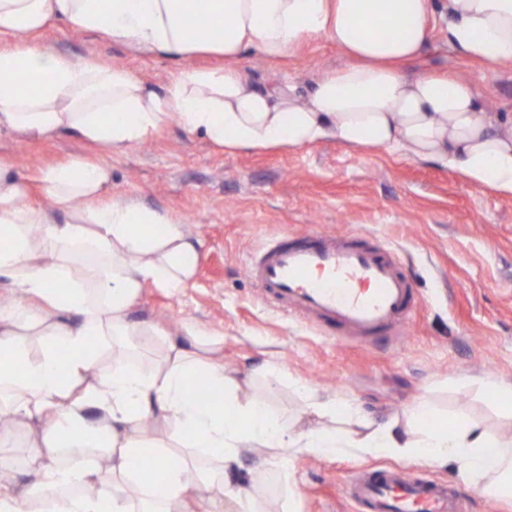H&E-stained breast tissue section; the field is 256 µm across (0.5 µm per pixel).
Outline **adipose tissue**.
<instances>
[{
    "label": "adipose tissue",
    "instance_id": "adipose-tissue-1",
    "mask_svg": "<svg viewBox=\"0 0 512 512\" xmlns=\"http://www.w3.org/2000/svg\"><path fill=\"white\" fill-rule=\"evenodd\" d=\"M186 0H0V133L68 135L120 155L171 120L235 154L309 147L402 153L512 198V120L485 112L471 82L443 69L410 77L430 37L434 0H201L208 34L190 30ZM449 44L493 70L512 62V0H447ZM91 32L175 61L222 57L220 70L182 72L160 92L128 69L75 61L34 36L49 22ZM310 40L347 57L302 96L289 83L256 85L235 63L247 50L272 62ZM48 212L0 163V429L28 431L25 488L0 484V512H196L199 500L231 498L263 512L242 487L244 450L278 462L300 451L453 463L461 478L512 494V444L460 417L433 422L426 401L407 421L376 426L356 405L301 386L309 406L346 425L291 433L286 421L240 394L211 340L189 326L184 340L133 321L146 284L172 292L197 275L199 243L168 212L108 202V164L73 158L36 171ZM161 346L152 366L143 353ZM203 381L213 400L189 389ZM161 422L167 438L143 429Z\"/></svg>",
    "mask_w": 512,
    "mask_h": 512
}]
</instances>
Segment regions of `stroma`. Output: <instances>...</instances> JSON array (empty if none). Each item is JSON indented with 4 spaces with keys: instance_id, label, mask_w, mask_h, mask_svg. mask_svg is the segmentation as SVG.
I'll return each mask as SVG.
<instances>
[{
    "instance_id": "obj_1",
    "label": "stroma",
    "mask_w": 512,
    "mask_h": 512,
    "mask_svg": "<svg viewBox=\"0 0 512 512\" xmlns=\"http://www.w3.org/2000/svg\"><path fill=\"white\" fill-rule=\"evenodd\" d=\"M431 25L430 42L413 72L448 66L474 84L485 111L512 116V64L481 70L455 53L441 18ZM38 39L75 60L94 57L124 66L160 90L182 71L222 64L205 56L177 64L61 22L49 24ZM342 62L331 43L318 40L303 45L284 64H273L251 49L236 66L254 83L289 81L306 95ZM92 153L70 136L0 138V158L22 176ZM105 161L112 169L113 201L134 199L169 211L200 243L193 283L176 294L152 285L143 288L133 319L173 335L188 322L211 333V357L237 375L243 395L269 401L292 430L333 424L308 408L296 389L302 383L358 404L378 423L405 418L411 404L424 397L437 417L463 415L498 439H512V417L486 386L490 379L512 385V199L432 164L350 149L333 140L301 149L227 154L175 120ZM316 228L363 232L398 251L420 298L398 345L333 339L308 320L260 301L245 268L249 252L279 233ZM264 365L276 370L272 383L254 377ZM290 466L296 479L290 487L279 481L276 466H266L261 486L266 512H354L344 488L368 466L456 483L468 496L471 512H512V498L492 497L460 483L452 465L305 453Z\"/></svg>"
}]
</instances>
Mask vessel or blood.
I'll list each match as a JSON object with an SVG mask.
<instances>
[{
    "instance_id": "b4317fda",
    "label": "vessel or blood",
    "mask_w": 512,
    "mask_h": 512,
    "mask_svg": "<svg viewBox=\"0 0 512 512\" xmlns=\"http://www.w3.org/2000/svg\"><path fill=\"white\" fill-rule=\"evenodd\" d=\"M246 269L267 304L310 319L332 338L400 339L418 305L396 252L358 232H283L251 253ZM346 492L361 512H468L452 484L398 469L362 470Z\"/></svg>"
}]
</instances>
